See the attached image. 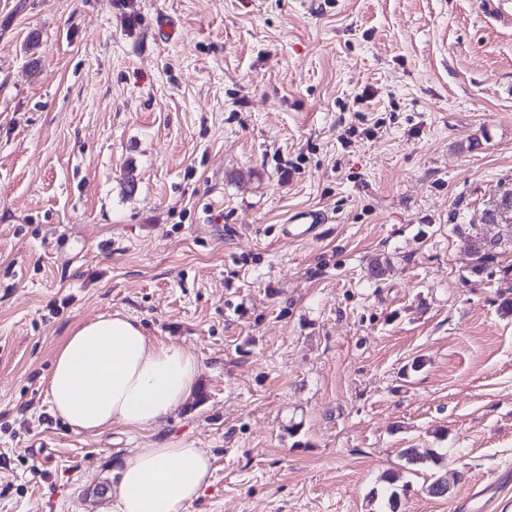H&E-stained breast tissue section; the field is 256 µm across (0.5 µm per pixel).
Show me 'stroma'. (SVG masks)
I'll return each mask as SVG.
<instances>
[{
  "label": "stroma",
  "instance_id": "stroma-1",
  "mask_svg": "<svg viewBox=\"0 0 512 512\" xmlns=\"http://www.w3.org/2000/svg\"><path fill=\"white\" fill-rule=\"evenodd\" d=\"M505 189L512 0H0V512H113L171 445L212 456L182 512H512ZM115 312L198 376L159 427L81 431L47 378ZM485 218L487 224H504L512 228V190H504L490 202ZM321 224H326V216L319 210L300 211L282 224V234L286 238L309 239L317 236ZM497 243L481 239L479 237H470L467 239V248L473 256L474 265L472 273L480 275L484 272L489 263L495 260V248Z\"/></svg>",
  "mask_w": 512,
  "mask_h": 512
}]
</instances>
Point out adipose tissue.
<instances>
[{
    "label": "adipose tissue",
    "mask_w": 512,
    "mask_h": 512,
    "mask_svg": "<svg viewBox=\"0 0 512 512\" xmlns=\"http://www.w3.org/2000/svg\"><path fill=\"white\" fill-rule=\"evenodd\" d=\"M197 373L193 355L153 342L129 317L107 313L73 329L58 347L48 402L55 415L83 431L115 423L150 429L188 397ZM211 475L205 449H134L117 470L114 512H182Z\"/></svg>",
    "instance_id": "ef3b65f1"
}]
</instances>
